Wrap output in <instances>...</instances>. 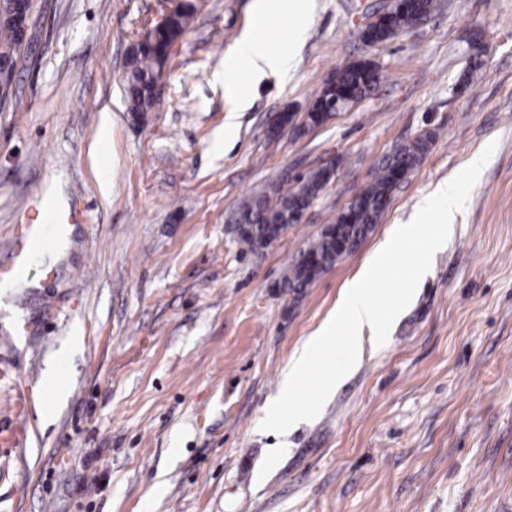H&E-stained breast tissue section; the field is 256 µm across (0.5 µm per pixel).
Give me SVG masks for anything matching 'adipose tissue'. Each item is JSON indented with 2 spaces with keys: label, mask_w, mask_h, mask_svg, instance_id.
<instances>
[{
  "label": "adipose tissue",
  "mask_w": 512,
  "mask_h": 512,
  "mask_svg": "<svg viewBox=\"0 0 512 512\" xmlns=\"http://www.w3.org/2000/svg\"><path fill=\"white\" fill-rule=\"evenodd\" d=\"M291 65L290 52L271 49L255 30L247 31L224 60V88L228 93L234 94L237 106H244L246 100L238 95L235 84L239 71H246L252 79L261 80L286 73Z\"/></svg>",
  "instance_id": "obj_1"
}]
</instances>
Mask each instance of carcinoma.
Instances as JSON below:
<instances>
[{
  "label": "carcinoma",
  "instance_id": "carcinoma-1",
  "mask_svg": "<svg viewBox=\"0 0 512 512\" xmlns=\"http://www.w3.org/2000/svg\"><path fill=\"white\" fill-rule=\"evenodd\" d=\"M435 8V0H392L389 8L369 23L362 32L369 44L384 42L396 30H404L419 17H425ZM194 6L185 3L171 13L151 35L132 43L126 62L125 92L127 111L137 117L152 112L158 105L154 88L168 68V48L183 33ZM17 43V34L10 20H0V50H8ZM379 69L367 60L352 62L336 71L316 94L304 121L296 127L297 133L325 123L347 102L362 99L379 82ZM431 134L426 133L398 147L377 167L374 179L368 183L340 212L335 222L326 225L314 236L283 276L287 291L300 295L327 270L343 259L338 250V238H346L358 246L380 223L394 190L419 165L429 150ZM333 171L322 168L297 186L278 188L269 194L259 192L240 204L238 245L255 253L274 240L283 227L300 223L304 210L322 192Z\"/></svg>",
  "mask_w": 512,
  "mask_h": 512
}]
</instances>
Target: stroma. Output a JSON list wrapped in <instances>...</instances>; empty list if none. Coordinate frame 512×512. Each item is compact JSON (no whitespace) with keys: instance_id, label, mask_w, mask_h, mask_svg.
<instances>
[{"instance_id":"35a3bbf8","label":"stroma","mask_w":512,"mask_h":512,"mask_svg":"<svg viewBox=\"0 0 512 512\" xmlns=\"http://www.w3.org/2000/svg\"><path fill=\"white\" fill-rule=\"evenodd\" d=\"M193 2L160 103L136 122L126 52L161 0H31L0 104V262L44 207L69 223L0 288V512H512V0H438L375 45L361 33L390 0H305L292 68L244 81L238 112L224 57L252 0ZM360 59L383 73L366 97L270 136L274 114L302 121ZM426 132L427 154L361 246L303 296L282 294L307 241ZM490 144L386 343L363 336L317 418L261 430L292 354L388 227ZM330 164L299 224L241 252L243 201Z\"/></svg>"}]
</instances>
